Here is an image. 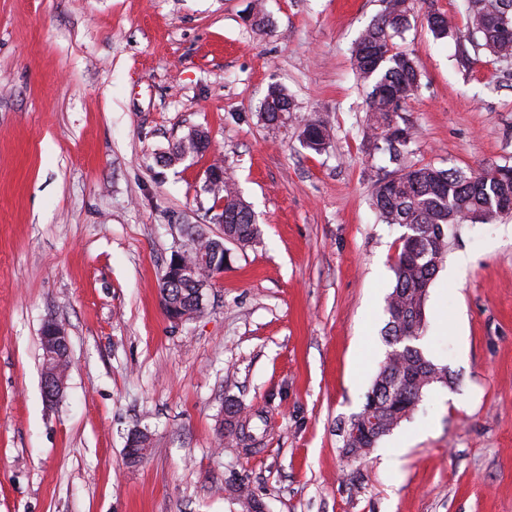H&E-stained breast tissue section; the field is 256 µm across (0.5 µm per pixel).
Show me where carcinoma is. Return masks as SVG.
I'll use <instances>...</instances> for the list:
<instances>
[{"mask_svg": "<svg viewBox=\"0 0 512 512\" xmlns=\"http://www.w3.org/2000/svg\"><path fill=\"white\" fill-rule=\"evenodd\" d=\"M468 35L457 40L456 57L465 70L474 64L472 53L482 49L496 58L512 57V30L503 27L502 17L512 27V0H466ZM426 23L438 37L452 33L448 16L435 10ZM410 27L408 0H386L381 16L367 26L354 43L353 62L357 77L370 86L366 111L371 113L375 132L373 146L388 155L395 166L376 184L373 198L381 221L405 229L402 246L393 265L394 285L387 300L388 321L384 339L388 350L366 401L378 419L376 429L356 444H345L348 452L368 454L378 441L410 418L419 395L436 384L448 383V368L427 358L420 341L425 326L429 288L448 252V227L454 224L492 223L501 212L498 202L512 197V166L503 165L482 173L467 174L455 168L418 165L409 159L408 145L416 137L412 127H401L395 113L421 86L416 61L395 48L393 39ZM294 111L293 100L281 87L272 85L261 101L262 120L275 125L280 114ZM301 140L315 152L326 150L333 134L326 125L311 121L304 125ZM216 175L217 198L224 200V235L245 247L259 235L250 206L240 197L224 165L209 167ZM215 245L213 238L199 235L182 252L181 264L199 270L194 278L164 272L161 292L178 308L197 305L199 295L210 286V278L223 271L201 262Z\"/></svg>", "mask_w": 512, "mask_h": 512, "instance_id": "obj_1", "label": "carcinoma"}]
</instances>
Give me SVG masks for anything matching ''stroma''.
I'll list each match as a JSON object with an SVG mask.
<instances>
[{
  "instance_id": "35a3bbf8",
  "label": "stroma",
  "mask_w": 512,
  "mask_h": 512,
  "mask_svg": "<svg viewBox=\"0 0 512 512\" xmlns=\"http://www.w3.org/2000/svg\"><path fill=\"white\" fill-rule=\"evenodd\" d=\"M0 0V512H512V214L461 224L427 301L423 349L451 385L364 458L341 428L388 350L386 300L401 227L374 188L367 88L351 63L384 0ZM398 50L417 95L396 114L414 162L466 172L512 165V60L459 69L429 9L466 28V0H409ZM295 109L270 126L272 85ZM334 132L302 146L306 122ZM209 151L160 155L188 131ZM223 159L261 233L230 246L203 317L171 321L161 276L212 237ZM69 337L63 398L42 391L40 331ZM250 440L224 445V404ZM148 431L137 465L124 448Z\"/></svg>"
}]
</instances>
